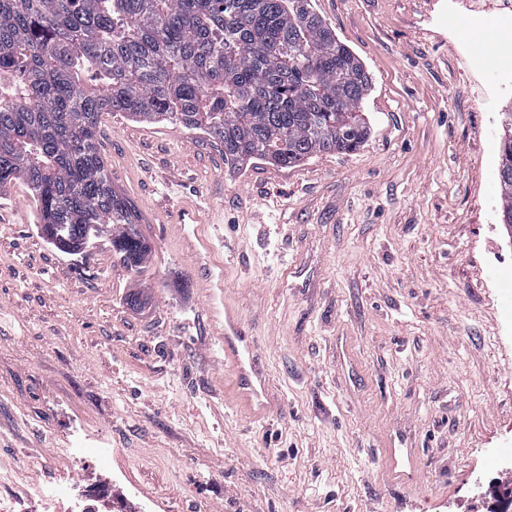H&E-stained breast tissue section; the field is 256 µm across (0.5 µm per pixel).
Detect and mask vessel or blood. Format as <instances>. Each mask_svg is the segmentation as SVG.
<instances>
[{"instance_id":"1","label":"vessel or blood","mask_w":512,"mask_h":512,"mask_svg":"<svg viewBox=\"0 0 512 512\" xmlns=\"http://www.w3.org/2000/svg\"><path fill=\"white\" fill-rule=\"evenodd\" d=\"M218 331L224 338V363L234 376L236 403L252 416L265 415L272 404L268 379L257 365L255 341L245 327L238 307L231 301L223 303Z\"/></svg>"}]
</instances>
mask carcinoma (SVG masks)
I'll return each mask as SVG.
<instances>
[{
	"mask_svg": "<svg viewBox=\"0 0 512 512\" xmlns=\"http://www.w3.org/2000/svg\"><path fill=\"white\" fill-rule=\"evenodd\" d=\"M370 88L312 0H0V192L23 183L63 251L115 225L140 270L151 246L106 173L103 114L204 133L227 164L292 167L366 142ZM498 178L511 225L512 138Z\"/></svg>",
	"mask_w": 512,
	"mask_h": 512,
	"instance_id": "cac0c4a2",
	"label": "carcinoma"
}]
</instances>
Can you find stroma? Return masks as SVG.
Segmentation results:
<instances>
[{
    "instance_id": "35a3bbf8",
    "label": "stroma",
    "mask_w": 512,
    "mask_h": 512,
    "mask_svg": "<svg viewBox=\"0 0 512 512\" xmlns=\"http://www.w3.org/2000/svg\"><path fill=\"white\" fill-rule=\"evenodd\" d=\"M371 76V132L293 167L225 164L206 135L101 119L113 188L152 252L131 270L100 227L79 252L41 234L31 194H0V469L18 512L65 477L101 512H501L512 467V325L493 282L512 264L498 154L512 81L470 55L512 0H313ZM465 24L448 22L449 11ZM200 209L209 256L172 220ZM259 341L280 405L233 403L201 303L208 266ZM137 304H130V297ZM118 449L112 474L64 456ZM411 452L387 478L390 449ZM66 453L74 458H91L105 468H108L112 460L111 448H104L98 444L79 440L72 448H66Z\"/></svg>"
}]
</instances>
